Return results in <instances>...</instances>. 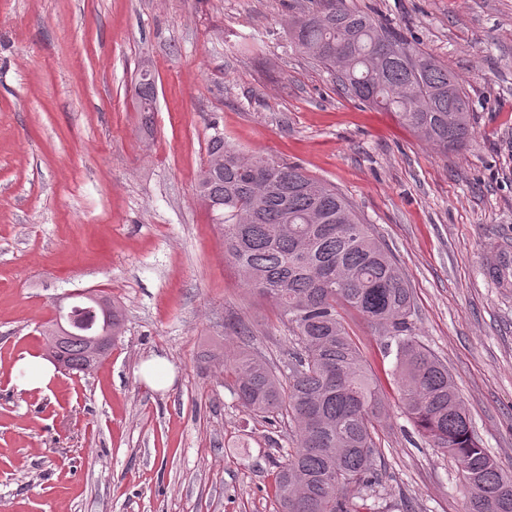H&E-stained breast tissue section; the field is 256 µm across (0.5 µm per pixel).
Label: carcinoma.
<instances>
[{"mask_svg":"<svg viewBox=\"0 0 512 512\" xmlns=\"http://www.w3.org/2000/svg\"><path fill=\"white\" fill-rule=\"evenodd\" d=\"M288 19L295 45L334 76L351 97L398 114L443 152L464 148L472 105L462 80L397 32L347 9L343 0H310ZM142 112L154 108V83H138ZM197 192L222 226L224 255L248 287L274 302L287 319L295 351L276 375L260 357L240 349L224 364L234 372L242 405L272 423L288 419L275 490L280 512H369L380 485L374 468L384 393L365 365L342 310L368 319L395 351L404 408L425 442L452 456L467 490L466 512H512V475L482 448L465 424L463 400L448 367L411 336L414 304L399 268L355 206L297 164L245 155L209 139ZM495 258L485 273L512 286ZM102 333L121 335L122 309L106 296L94 313L76 311ZM63 366L78 373L95 364L82 333L59 341Z\"/></svg>","mask_w":512,"mask_h":512,"instance_id":"carcinoma-1","label":"carcinoma"}]
</instances>
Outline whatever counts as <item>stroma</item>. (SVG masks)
<instances>
[{"label":"stroma","mask_w":512,"mask_h":512,"mask_svg":"<svg viewBox=\"0 0 512 512\" xmlns=\"http://www.w3.org/2000/svg\"><path fill=\"white\" fill-rule=\"evenodd\" d=\"M344 2L462 79L463 150L441 153L302 53L286 20L308 0H0V512H279L288 428L242 406L223 367L242 346L281 369L291 334L197 195L216 131L354 204L413 292V336L512 474V288L484 274L512 251V0ZM77 289L121 306L122 336L94 372L18 389L15 360L42 352ZM345 319L388 404L374 512H465L455 460L402 407L394 356ZM155 356L173 373L162 389L142 373Z\"/></svg>","instance_id":"1"}]
</instances>
